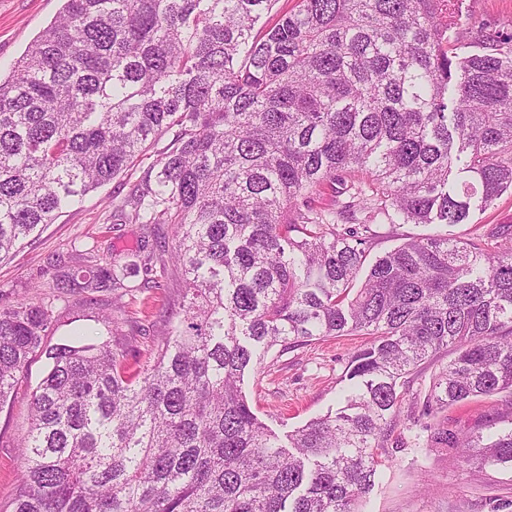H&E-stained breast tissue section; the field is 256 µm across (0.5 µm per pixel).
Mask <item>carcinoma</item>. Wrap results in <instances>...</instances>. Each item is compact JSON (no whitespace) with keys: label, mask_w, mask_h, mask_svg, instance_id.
<instances>
[{"label":"carcinoma","mask_w":512,"mask_h":512,"mask_svg":"<svg viewBox=\"0 0 512 512\" xmlns=\"http://www.w3.org/2000/svg\"><path fill=\"white\" fill-rule=\"evenodd\" d=\"M278 2L64 0L0 78V260L153 148L112 208L170 225L185 282L135 371L108 340L46 344L43 300L0 309V405L49 361L11 512H361L409 374L449 349L435 409L512 391V245L446 231L512 191V31L454 55L439 0ZM380 224L435 231L367 266ZM346 335L368 341L338 407L279 444L246 371ZM430 442L512 474V419Z\"/></svg>","instance_id":"cac0c4a2"}]
</instances>
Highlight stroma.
Returning a JSON list of instances; mask_svg holds the SVG:
<instances>
[{
    "label": "stroma",
    "mask_w": 512,
    "mask_h": 512,
    "mask_svg": "<svg viewBox=\"0 0 512 512\" xmlns=\"http://www.w3.org/2000/svg\"><path fill=\"white\" fill-rule=\"evenodd\" d=\"M61 7L62 0H0L1 75H9ZM507 28H512V0L448 2L451 46L470 42L479 29L491 33ZM154 160L151 151L140 156L120 178L66 209L0 262V306L37 292L53 296L46 343H58L84 327L111 340L129 362L145 361L152 354L182 286L178 276L161 269L167 254L160 244L170 241V228L119 221L112 216V199L124 196ZM510 231L511 194L473 211L467 223L450 229L455 236L479 237L491 245ZM102 261L124 271L122 287L54 297L51 285L56 277ZM116 308L122 316L113 323L109 317ZM364 343L361 336H340L281 354L269 352L261 367L246 372L243 389L259 417L279 438H286L308 420L337 408L347 385L346 367ZM449 358V353H441L406 379L401 416L389 433L386 460L364 512H512V478L469 468L427 440L428 426L438 421L467 434L512 416L511 392L428 414L432 383ZM47 369L45 357H33L23 383L0 407V512H6L15 490L18 440L29 426L31 390Z\"/></svg>",
    "instance_id": "obj_1"
}]
</instances>
